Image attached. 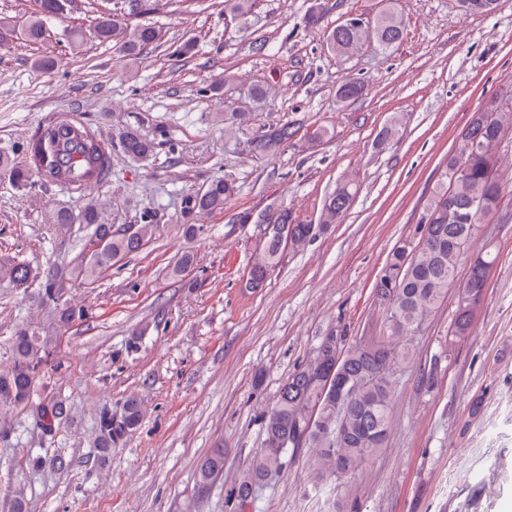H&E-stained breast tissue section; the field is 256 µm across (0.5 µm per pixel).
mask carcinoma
Segmentation results:
<instances>
[{
	"label": "carcinoma",
	"mask_w": 512,
	"mask_h": 512,
	"mask_svg": "<svg viewBox=\"0 0 512 512\" xmlns=\"http://www.w3.org/2000/svg\"><path fill=\"white\" fill-rule=\"evenodd\" d=\"M38 2V12L21 26V33L29 42L41 40L46 21L65 17L71 4V0ZM100 2L109 7L110 15L102 13L97 17V37L103 43H114L123 56L136 59L161 40V30L154 24H129L125 8L117 0ZM255 3L256 0H224V12L245 18L252 13ZM497 4L498 0H459L461 9L470 15L488 14ZM404 29L403 17L389 8L360 26L337 23L325 35L324 44L336 57L349 58L369 43L385 50L393 47L401 41ZM362 92V83L350 79L337 89L336 105L347 107ZM401 128L400 117L392 116L380 131L377 146L388 145ZM511 131L512 90L474 113L456 153L448 157L445 171L424 203L414 237L400 241L389 253L374 287L376 299L385 311L382 333L341 348L339 360L336 359L338 338L325 337L314 359L289 375L281 385L277 400L263 416V448L230 491L228 507L232 512H249L257 490L283 469L289 451L314 449L312 470L316 482L321 483L358 470L384 447L396 391L395 372L413 359L408 340L438 311L452 287L456 288V310L449 343L471 333L474 309L479 305L477 296L485 290L489 270L497 257L489 252L478 253L469 264L466 280L459 286L457 274L469 254L478 225L497 210L501 188L494 170V153L502 137ZM293 136L292 127L282 125L255 137L252 150L259 155H274ZM35 137V149L45 163L46 177L62 187L79 180L73 165H81L84 175H91L105 155L104 146L93 134L65 120L53 128L37 130ZM117 144L135 161L150 157L155 150L153 142L131 127L118 132ZM459 156L466 163V171L450 187L448 169ZM0 173L8 174L17 184H27L31 178L23 166L1 157ZM238 190L233 178L214 179L189 196L187 213L222 210ZM357 193L353 182H338L313 222L297 220L286 208L266 213L267 223L254 224L253 236L258 248L244 288L255 291L263 287L265 273L280 262L285 249L304 248L331 225L342 223ZM76 220L88 231L86 244L92 247L100 241L103 247L83 257L75 266L47 272L41 295L42 301L53 305L52 321L15 326L8 345L12 365L0 373V419L6 422L14 411L25 409L40 426L42 436L51 438L68 420V412L63 400L56 396L33 399L36 372L43 354L61 330L88 317L87 307L64 300L67 284L71 281L87 286L95 284L114 262L141 251L158 231V225L147 213L141 216V223L121 229L105 222L92 204L77 219L63 207L53 216L55 224H72ZM31 277L29 265L15 257L0 255L1 279L21 285ZM335 366L344 372L350 389L348 397L341 402L336 401L334 392L336 379L329 378ZM106 415L107 412H100L93 441L101 464L120 438L141 425L143 403L136 397L126 399L120 419L110 424ZM223 471L224 449L214 448L196 468L197 493L208 494Z\"/></svg>",
	"instance_id": "cac0c4a2"
}]
</instances>
